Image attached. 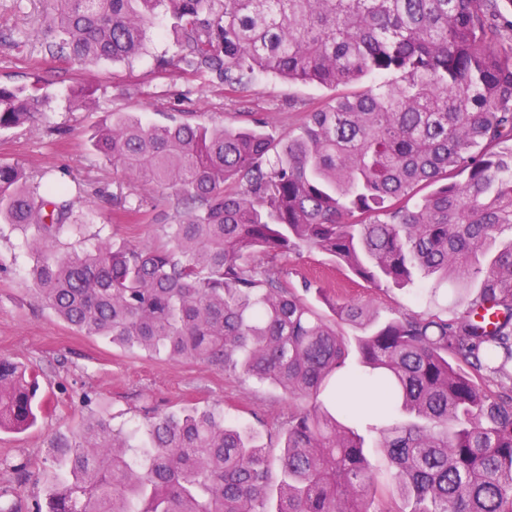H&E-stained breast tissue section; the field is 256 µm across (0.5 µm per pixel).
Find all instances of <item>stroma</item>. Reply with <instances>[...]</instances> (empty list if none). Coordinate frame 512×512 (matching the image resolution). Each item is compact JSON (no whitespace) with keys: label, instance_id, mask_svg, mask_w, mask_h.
<instances>
[{"label":"stroma","instance_id":"obj_1","mask_svg":"<svg viewBox=\"0 0 512 512\" xmlns=\"http://www.w3.org/2000/svg\"><path fill=\"white\" fill-rule=\"evenodd\" d=\"M46 7V0H0V84H35L50 98L43 116L0 131V162L23 166L33 182L67 187L81 231L62 238L64 253L101 237L161 243L176 220L160 193L151 191L138 222H118V214L135 203L139 190L90 147L94 128L109 113L137 112L151 122L175 117L227 125L262 118L268 132L281 138L307 112L336 96L332 89L264 75L231 92L208 74L158 67L159 58L176 53L164 18L148 35L147 53L132 65L100 62L83 67L54 61L41 51L38 21ZM71 83L93 86L97 107L71 109L60 95ZM37 235L32 226L0 223V357L34 368L39 396L49 406L34 427L0 433V491L8 499L25 510L42 497L55 472L56 438L97 420L116 429H134L143 426L151 408L162 414L194 407L220 410L227 422L249 426L262 444L278 448V435L294 409L278 387L200 362L131 351L62 321L28 277L32 261L26 243ZM285 268L289 282L312 283L307 299L320 311L325 308L317 295L321 288L344 301L370 303L382 319L442 309L455 314L466 306L462 299L451 303L444 295H431L429 280L403 290L368 285L317 250L290 256ZM27 460L31 468L18 471V463Z\"/></svg>","mask_w":512,"mask_h":512}]
</instances>
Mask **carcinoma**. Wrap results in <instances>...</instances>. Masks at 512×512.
<instances>
[{
  "mask_svg": "<svg viewBox=\"0 0 512 512\" xmlns=\"http://www.w3.org/2000/svg\"><path fill=\"white\" fill-rule=\"evenodd\" d=\"M512 0H50L42 47L55 60L131 62L171 20V62L225 86L257 74L336 88L373 85L307 114L275 139L248 126L144 122L113 112L92 147L179 213L158 246L75 232L64 188L0 164V223L34 224L31 279L88 336L279 386L295 409L279 433L271 501L267 447L214 411L184 410L136 431L95 421L56 445L61 473L30 512H512ZM160 63L165 67L171 64ZM43 98L0 84V130ZM316 249L373 286L434 279L469 290L454 316L380 322L368 305L288 282L282 262ZM368 330L350 345L337 330ZM502 380L491 395L485 373ZM380 408L381 473L343 395ZM37 375L0 359V432L43 409ZM411 509L375 507L383 479Z\"/></svg>",
  "mask_w": 512,
  "mask_h": 512,
  "instance_id": "cac0c4a2",
  "label": "carcinoma"
}]
</instances>
